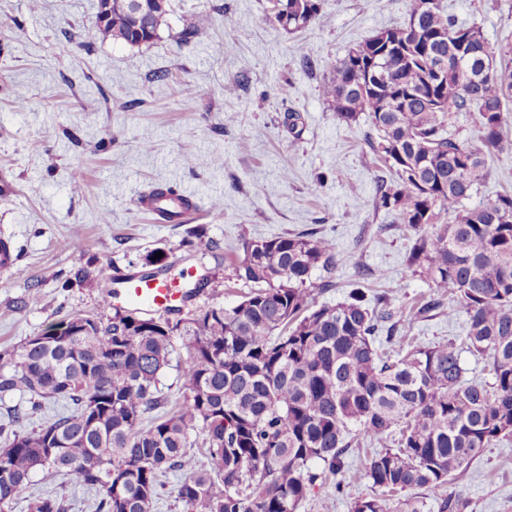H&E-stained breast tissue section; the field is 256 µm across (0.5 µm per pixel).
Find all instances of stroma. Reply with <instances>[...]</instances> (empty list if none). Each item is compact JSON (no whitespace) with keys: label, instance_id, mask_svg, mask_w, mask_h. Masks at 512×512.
<instances>
[{"label":"stroma","instance_id":"35a3bbf8","mask_svg":"<svg viewBox=\"0 0 512 512\" xmlns=\"http://www.w3.org/2000/svg\"><path fill=\"white\" fill-rule=\"evenodd\" d=\"M97 3L0 0V239L13 255L0 267V348L73 313L110 319L121 305L108 297L114 278L145 272L154 250L184 261L167 270L194 290L182 314L236 305L250 287L226 284L227 263L244 242L305 232L333 239L339 255L318 303L342 301L359 283L387 292L400 313L395 351L463 336L461 313L410 319L433 290L408 267L413 232L377 203L390 172L365 142L367 121H338L323 96L332 64L404 23L409 0H321L323 20L295 33L270 21V0H172L158 39L139 47L100 35ZM443 3L481 30L494 62L512 64V0ZM201 10L205 34L181 42L184 16ZM161 70L169 79L151 82ZM290 112L301 117L294 133ZM163 184L189 196L196 216L167 223L139 206ZM214 198L222 210L210 209ZM80 268L89 276L77 283ZM376 450L347 449V494L316 486L300 512L323 502L351 512L354 497L373 495L365 473ZM450 489L463 512H512V438L485 448ZM46 495L62 496L67 512H95L93 490L39 474L0 512H29Z\"/></svg>","mask_w":512,"mask_h":512}]
</instances>
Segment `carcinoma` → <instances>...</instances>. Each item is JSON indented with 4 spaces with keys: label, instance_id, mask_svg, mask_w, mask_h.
Wrapping results in <instances>:
<instances>
[{
    "label": "carcinoma",
    "instance_id": "carcinoma-1",
    "mask_svg": "<svg viewBox=\"0 0 512 512\" xmlns=\"http://www.w3.org/2000/svg\"><path fill=\"white\" fill-rule=\"evenodd\" d=\"M151 26L172 12L171 0H149ZM423 30L416 41L403 25L377 31L332 65L323 95L336 119L366 116L367 143L392 173L378 188L380 207L415 233L408 256L414 274L448 317L465 314L457 342L413 341L395 356L377 346L379 324L393 317L385 293L354 288L334 305L316 297L333 287L315 278L338 262L336 245L303 233L253 239L230 263L228 280L251 291L232 307L210 306L186 319L139 317L115 310L103 323L74 314L19 347L0 350V398L28 396L12 429L0 427V504L40 473L67 476L92 489L97 512H154L168 495L182 512H298L317 482L344 486L342 456L351 428L383 445L366 475L378 493L357 497L352 512H458L446 485L491 444L512 437V194L467 204L488 161L505 149L506 102L512 67L474 56L469 81L448 88L428 84L420 45L449 55L450 35L480 29L448 15L441 0H411ZM323 17L321 0H277L274 22L301 31ZM208 17L184 18V39L205 33ZM99 33L138 45V26L125 0L96 21ZM399 51L390 86L367 82L374 58ZM487 64L486 70L480 65ZM399 96L380 111L387 92ZM461 112L483 130L473 147L447 133ZM152 195L159 214L178 221L189 201L167 186ZM188 354L178 409L159 388L176 347ZM486 361L491 387L465 378L460 351ZM49 402L69 407L32 430L28 416ZM204 436L208 463L190 448ZM169 473L180 475L176 484ZM31 512H66L64 500L38 497Z\"/></svg>",
    "mask_w": 512,
    "mask_h": 512
}]
</instances>
